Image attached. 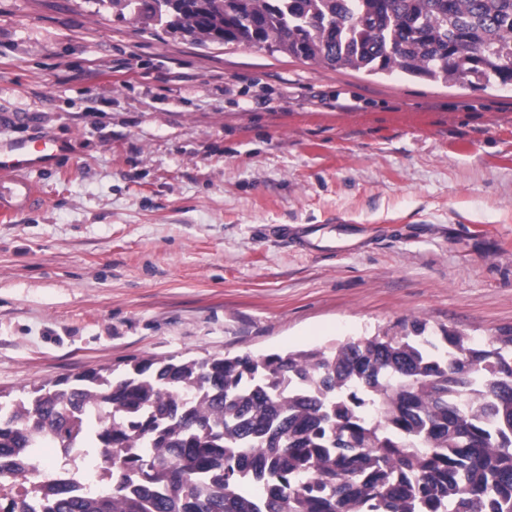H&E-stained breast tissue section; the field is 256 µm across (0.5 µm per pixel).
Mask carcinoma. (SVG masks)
Segmentation results:
<instances>
[{"instance_id":"obj_1","label":"carcinoma","mask_w":512,"mask_h":512,"mask_svg":"<svg viewBox=\"0 0 512 512\" xmlns=\"http://www.w3.org/2000/svg\"><path fill=\"white\" fill-rule=\"evenodd\" d=\"M154 2L96 0L200 43L512 83V0ZM49 444L87 449L107 491L40 481ZM5 499L0 512H512V332L477 344L404 318L321 349L78 374L0 401Z\"/></svg>"}]
</instances>
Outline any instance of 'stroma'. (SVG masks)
Wrapping results in <instances>:
<instances>
[{
    "label": "stroma",
    "instance_id": "obj_1",
    "mask_svg": "<svg viewBox=\"0 0 512 512\" xmlns=\"http://www.w3.org/2000/svg\"><path fill=\"white\" fill-rule=\"evenodd\" d=\"M52 136L0 221V397L133 360L255 356L418 317L512 330V86L197 43L0 0V140ZM313 224L308 243L274 227Z\"/></svg>",
    "mask_w": 512,
    "mask_h": 512
}]
</instances>
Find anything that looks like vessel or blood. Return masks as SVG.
I'll return each mask as SVG.
<instances>
[{
  "instance_id": "obj_1",
  "label": "vessel or blood",
  "mask_w": 512,
  "mask_h": 512,
  "mask_svg": "<svg viewBox=\"0 0 512 512\" xmlns=\"http://www.w3.org/2000/svg\"><path fill=\"white\" fill-rule=\"evenodd\" d=\"M58 144L50 137L0 142V217L34 205L40 190L29 177L31 171L51 167Z\"/></svg>"
}]
</instances>
